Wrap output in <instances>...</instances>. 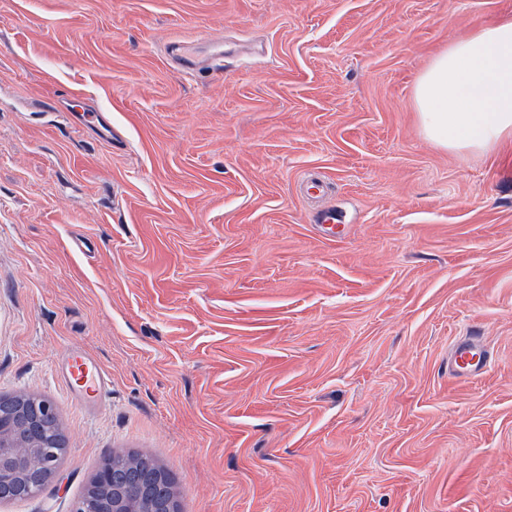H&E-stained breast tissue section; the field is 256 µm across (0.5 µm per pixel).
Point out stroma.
<instances>
[{"instance_id":"stroma-1","label":"stroma","mask_w":512,"mask_h":512,"mask_svg":"<svg viewBox=\"0 0 512 512\" xmlns=\"http://www.w3.org/2000/svg\"><path fill=\"white\" fill-rule=\"evenodd\" d=\"M506 13L0 0V395L51 400L67 442L0 512H73L128 453L181 512H512V142L440 148L413 105ZM183 40L223 73L178 69ZM474 328L489 364L453 379ZM75 351L110 381L91 414Z\"/></svg>"}]
</instances>
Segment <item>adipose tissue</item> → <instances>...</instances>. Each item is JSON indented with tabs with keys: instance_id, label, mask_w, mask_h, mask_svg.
Segmentation results:
<instances>
[{
	"instance_id": "obj_1",
	"label": "adipose tissue",
	"mask_w": 512,
	"mask_h": 512,
	"mask_svg": "<svg viewBox=\"0 0 512 512\" xmlns=\"http://www.w3.org/2000/svg\"><path fill=\"white\" fill-rule=\"evenodd\" d=\"M414 106L440 147L490 153L512 139V13L434 55L416 80Z\"/></svg>"
}]
</instances>
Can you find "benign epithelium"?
<instances>
[{
    "instance_id": "obj_1",
    "label": "benign epithelium",
    "mask_w": 512,
    "mask_h": 512,
    "mask_svg": "<svg viewBox=\"0 0 512 512\" xmlns=\"http://www.w3.org/2000/svg\"><path fill=\"white\" fill-rule=\"evenodd\" d=\"M46 420H57L47 401L0 403V501L43 489L48 460L59 456L44 432ZM88 486L75 512H181L173 482L163 480L154 462L138 454L106 460Z\"/></svg>"
}]
</instances>
